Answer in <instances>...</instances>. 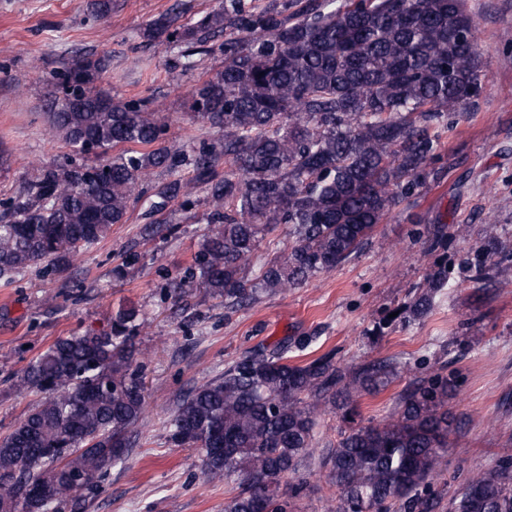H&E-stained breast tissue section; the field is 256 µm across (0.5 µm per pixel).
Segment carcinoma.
I'll return each instance as SVG.
<instances>
[{
  "mask_svg": "<svg viewBox=\"0 0 512 512\" xmlns=\"http://www.w3.org/2000/svg\"><path fill=\"white\" fill-rule=\"evenodd\" d=\"M174 23L152 19L142 37L190 49L220 41L224 66L188 99L191 119L218 138L190 154L171 151L154 101L91 89L108 66L102 56L52 72L51 133L72 154L29 180L23 201L0 203V280L37 264L45 274L64 270L125 223L155 170L187 168L211 207L171 296L179 301L197 284L229 314L267 291L298 288L347 262L393 208L442 173V141L483 91L465 0H270L260 10L215 0L194 24ZM185 194L179 178L158 187L151 223ZM280 226L288 244L254 270L260 241ZM450 232L466 236L470 225L418 222L410 234L433 253ZM511 267L512 242L489 230L459 270L436 262L398 317L425 318L459 275L484 285ZM139 320L121 305L109 329L56 339L17 376L18 390L41 399L0 438V512L33 498L32 479L47 475L54 492L43 512H61L124 462L146 405ZM308 344L306 336L261 344L192 388L168 421L169 441L199 451L203 480L233 484L224 512H288L281 486L298 492L292 480L315 450L317 416L339 411L346 427L329 457L338 499L328 512H436L433 480L448 467V436L461 429L448 410L453 375L413 379L391 413L363 424L357 399L392 384L394 360L346 365L329 352L290 362ZM450 508L512 512V461L469 479Z\"/></svg>",
  "mask_w": 512,
  "mask_h": 512,
  "instance_id": "1",
  "label": "carcinoma"
}]
</instances>
